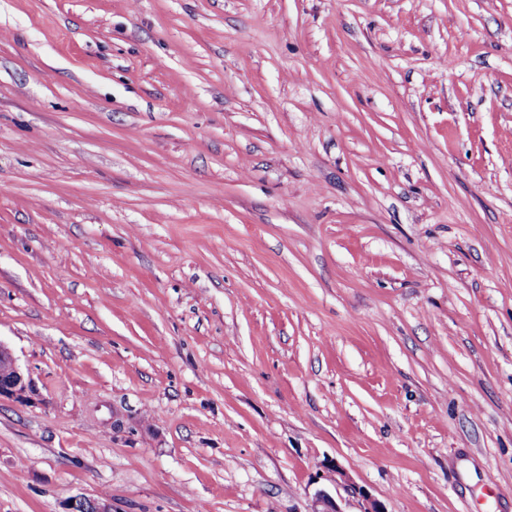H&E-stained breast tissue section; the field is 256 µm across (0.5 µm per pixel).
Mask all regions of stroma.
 <instances>
[{
	"label": "stroma",
	"mask_w": 512,
	"mask_h": 512,
	"mask_svg": "<svg viewBox=\"0 0 512 512\" xmlns=\"http://www.w3.org/2000/svg\"><path fill=\"white\" fill-rule=\"evenodd\" d=\"M0 512H512V0H0ZM29 392L30 380L25 378L10 351L0 343V398L23 401Z\"/></svg>",
	"instance_id": "obj_1"
}]
</instances>
